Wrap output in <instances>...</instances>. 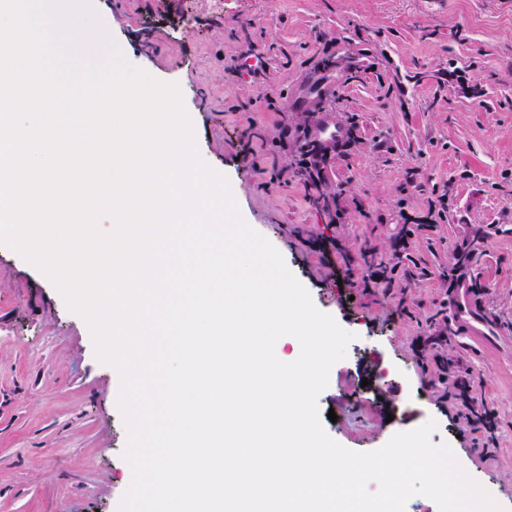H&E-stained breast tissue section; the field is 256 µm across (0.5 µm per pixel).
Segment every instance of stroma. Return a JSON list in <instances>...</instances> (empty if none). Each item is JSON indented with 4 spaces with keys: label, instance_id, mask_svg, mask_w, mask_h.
Returning a JSON list of instances; mask_svg holds the SVG:
<instances>
[{
    "label": "stroma",
    "instance_id": "obj_1",
    "mask_svg": "<svg viewBox=\"0 0 512 512\" xmlns=\"http://www.w3.org/2000/svg\"><path fill=\"white\" fill-rule=\"evenodd\" d=\"M91 3L127 62L179 85L243 219L353 333L318 397L326 433L369 452L435 420L512 512V0ZM327 127L353 132L347 154ZM454 267L483 286L476 319L453 314ZM119 387L85 320L0 246V512H118Z\"/></svg>",
    "mask_w": 512,
    "mask_h": 512
}]
</instances>
